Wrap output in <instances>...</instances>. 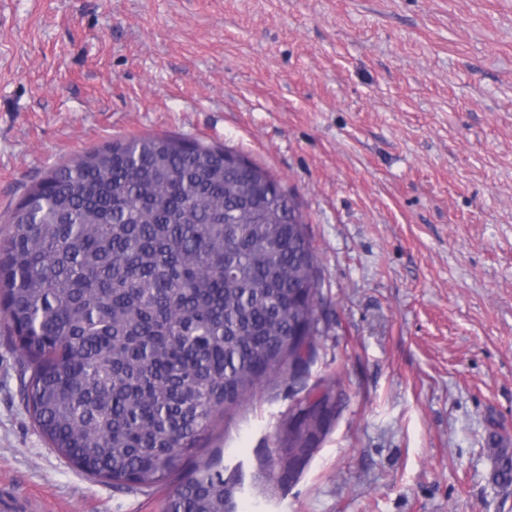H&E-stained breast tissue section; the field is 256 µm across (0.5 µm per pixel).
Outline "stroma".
I'll list each match as a JSON object with an SVG mask.
<instances>
[{
  "label": "stroma",
  "mask_w": 512,
  "mask_h": 512,
  "mask_svg": "<svg viewBox=\"0 0 512 512\" xmlns=\"http://www.w3.org/2000/svg\"><path fill=\"white\" fill-rule=\"evenodd\" d=\"M223 144L291 191L318 256L316 357L204 439L234 512H512V0H0V238L51 168L116 139ZM336 413L296 477L307 395ZM0 488L161 512L23 410L0 332Z\"/></svg>",
  "instance_id": "35a3bbf8"
}]
</instances>
